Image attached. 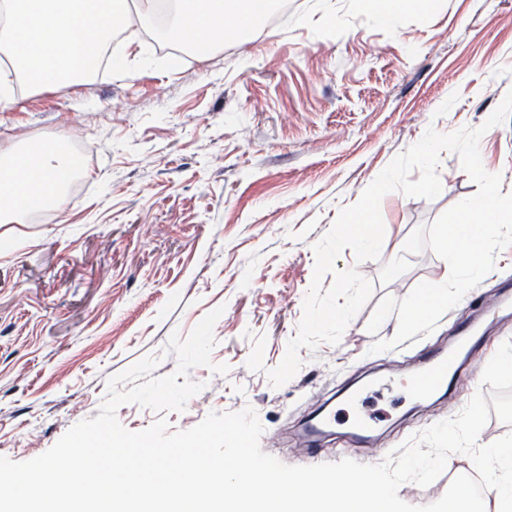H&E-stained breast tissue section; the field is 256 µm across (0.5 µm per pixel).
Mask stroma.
<instances>
[{"label":"stroma","mask_w":512,"mask_h":512,"mask_svg":"<svg viewBox=\"0 0 512 512\" xmlns=\"http://www.w3.org/2000/svg\"><path fill=\"white\" fill-rule=\"evenodd\" d=\"M128 24L136 34L119 51L123 71L29 87L0 112V154L74 135L84 159L80 190L46 221L26 213L0 223V457L30 460L97 417L108 379L143 358L157 360L156 376L173 373L171 334L187 337L219 306L210 358L229 371L190 369L203 389L168 413L170 430L249 407L263 452L285 464H377L490 392L475 377L512 340V315L497 310L512 247L420 342L372 352L375 339L395 336L394 314L377 334L367 330L382 298L449 275L433 252L403 251L418 226L478 190L449 151L435 199H382L379 259L360 263L347 249L336 260L374 284L339 343L301 349L302 367L281 387L267 371L297 334L313 246L339 211L429 127H479L512 90V0H421L389 22L357 0H288L287 24L251 28L205 56L170 41L166 20L135 9ZM479 150L512 192V116ZM460 322L484 341L458 357L470 377L452 393L411 397L405 379L422 350L450 346ZM383 375L395 384L374 390ZM330 401L339 418L375 416V431L325 442L314 457L299 423ZM469 470L466 455L453 454L432 484L409 482L398 495L434 502Z\"/></svg>","instance_id":"1"}]
</instances>
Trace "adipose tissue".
I'll return each instance as SVG.
<instances>
[{
    "instance_id": "obj_1",
    "label": "adipose tissue",
    "mask_w": 512,
    "mask_h": 512,
    "mask_svg": "<svg viewBox=\"0 0 512 512\" xmlns=\"http://www.w3.org/2000/svg\"><path fill=\"white\" fill-rule=\"evenodd\" d=\"M125 0H0V46L15 62L17 77L34 76L69 86L91 74L98 51L125 20ZM175 40L197 48L224 39V0H179L172 21ZM73 162L45 147L31 163L0 156V223L23 211L59 202Z\"/></svg>"
}]
</instances>
